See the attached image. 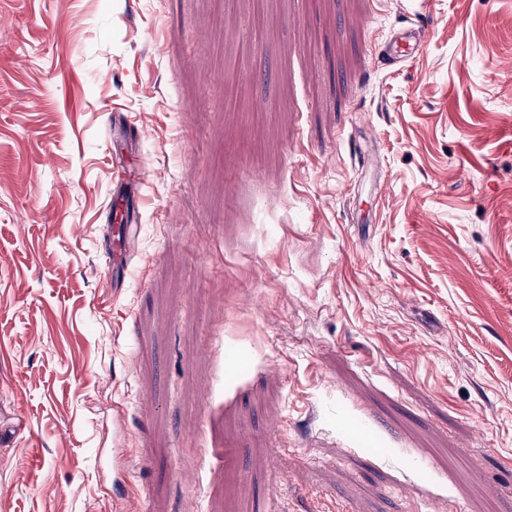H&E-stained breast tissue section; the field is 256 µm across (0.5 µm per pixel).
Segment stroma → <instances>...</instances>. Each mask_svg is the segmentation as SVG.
<instances>
[{
    "label": "stroma",
    "mask_w": 512,
    "mask_h": 512,
    "mask_svg": "<svg viewBox=\"0 0 512 512\" xmlns=\"http://www.w3.org/2000/svg\"><path fill=\"white\" fill-rule=\"evenodd\" d=\"M415 9L0 0V512H512V0ZM425 44V32L417 27L394 29L380 44L379 53L383 54L388 65H398L420 52Z\"/></svg>",
    "instance_id": "35a3bbf8"
}]
</instances>
